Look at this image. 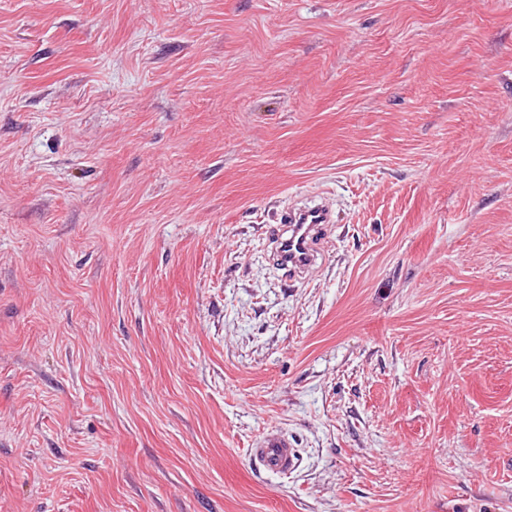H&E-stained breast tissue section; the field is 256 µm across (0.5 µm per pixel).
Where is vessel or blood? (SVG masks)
Wrapping results in <instances>:
<instances>
[{"label": "vessel or blood", "instance_id": "b4317fda", "mask_svg": "<svg viewBox=\"0 0 512 512\" xmlns=\"http://www.w3.org/2000/svg\"><path fill=\"white\" fill-rule=\"evenodd\" d=\"M284 227L275 234V257L290 277L305 278L316 265L318 242L334 222L332 210L325 205L291 209L283 216ZM249 456L262 470L290 473L300 463L293 438L280 427H271L255 437Z\"/></svg>", "mask_w": 512, "mask_h": 512}]
</instances>
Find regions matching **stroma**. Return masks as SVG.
<instances>
[{"mask_svg":"<svg viewBox=\"0 0 512 512\" xmlns=\"http://www.w3.org/2000/svg\"><path fill=\"white\" fill-rule=\"evenodd\" d=\"M0 512H512V0H0ZM333 223V211L326 205L288 210L281 220L284 229L275 234L274 248L288 276L296 280L307 276L319 257L317 244ZM249 456L262 470L291 473L300 463V453L293 438L281 427H271L255 437Z\"/></svg>","mask_w":512,"mask_h":512,"instance_id":"1","label":"stroma"}]
</instances>
